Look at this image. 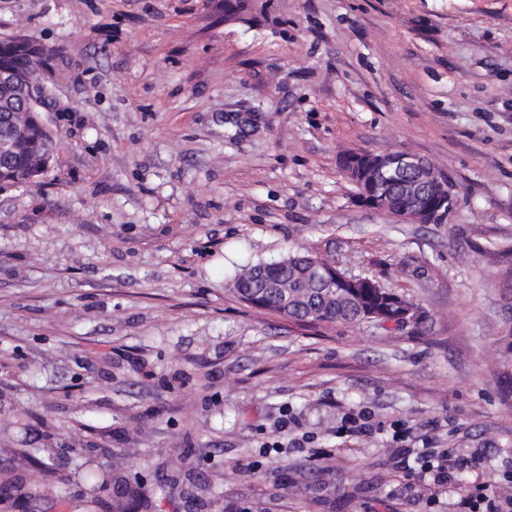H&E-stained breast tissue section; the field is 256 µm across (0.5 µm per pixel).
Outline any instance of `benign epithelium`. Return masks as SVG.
<instances>
[{"mask_svg":"<svg viewBox=\"0 0 512 512\" xmlns=\"http://www.w3.org/2000/svg\"><path fill=\"white\" fill-rule=\"evenodd\" d=\"M46 68L38 65L36 72L27 80L25 104L21 111L30 115L42 128H47L41 116L45 90L42 77ZM341 167L347 178L358 189L359 202L372 210L390 213L411 224H431L444 217L452 209L454 199L449 180L439 175L422 158L404 152L373 153L351 152L342 156ZM402 176L412 174L411 179L400 182L403 206L392 205V183L388 173ZM317 276L327 288L341 287L355 290L360 278L342 272L334 262L317 265Z\"/></svg>","mask_w":512,"mask_h":512,"instance_id":"obj_1","label":"benign epithelium"}]
</instances>
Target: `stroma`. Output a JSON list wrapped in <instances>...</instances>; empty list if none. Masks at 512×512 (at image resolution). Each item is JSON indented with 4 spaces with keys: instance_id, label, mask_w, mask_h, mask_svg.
Wrapping results in <instances>:
<instances>
[{
    "instance_id": "obj_1",
    "label": "stroma",
    "mask_w": 512,
    "mask_h": 512,
    "mask_svg": "<svg viewBox=\"0 0 512 512\" xmlns=\"http://www.w3.org/2000/svg\"><path fill=\"white\" fill-rule=\"evenodd\" d=\"M18 35L50 51L56 150L0 192V512H113L116 455L127 512H456L406 484L396 422L512 470V0H0ZM351 150L425 159L452 209L362 206ZM295 250L414 319L237 297Z\"/></svg>"
}]
</instances>
